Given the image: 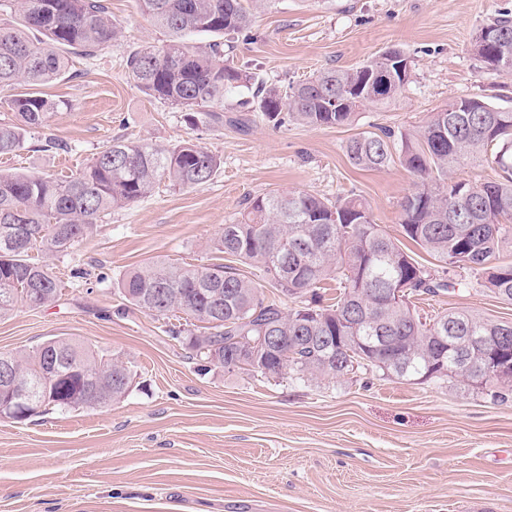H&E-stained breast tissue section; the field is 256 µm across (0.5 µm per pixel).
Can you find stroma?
Here are the masks:
<instances>
[{
    "instance_id": "obj_1",
    "label": "stroma",
    "mask_w": 512,
    "mask_h": 512,
    "mask_svg": "<svg viewBox=\"0 0 512 512\" xmlns=\"http://www.w3.org/2000/svg\"><path fill=\"white\" fill-rule=\"evenodd\" d=\"M109 3L120 40L92 59L71 56L64 78L41 88L66 103L42 134L69 152L0 156V172L68 175L116 137L190 139L224 163L193 189L160 183L69 253L35 252L61 280L60 294L0 318V352L73 339L126 362L133 380L124 399L104 407L0 418V512H512V391L494 399L371 373L303 383L207 370L163 321L126 306L112 287L125 270L156 260L211 263V241L248 199L300 189L359 196L384 232L447 279L449 292L419 303L422 317L466 308L512 321V304L473 291L468 270L445 272L403 241L400 204L415 176L397 163L360 169L345 150L364 132L414 129L460 97L512 109V75L470 50L512 0H274L234 39L235 64L256 81H302L395 47L411 61L406 92L345 126L276 129L257 113L249 126L238 123L249 94L242 87L224 98L223 127L196 130L126 70L128 54L164 32L135 0Z\"/></svg>"
}]
</instances>
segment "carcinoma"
<instances>
[{"instance_id": "1", "label": "carcinoma", "mask_w": 512, "mask_h": 512, "mask_svg": "<svg viewBox=\"0 0 512 512\" xmlns=\"http://www.w3.org/2000/svg\"><path fill=\"white\" fill-rule=\"evenodd\" d=\"M271 0H137L141 13L166 30L160 45L146 44L126 60L129 76L148 96L182 113L191 128L224 126V96L248 82L225 58L224 37L247 30L254 12ZM0 89L43 86L62 78L70 50L96 56L121 37L107 0H0ZM205 33L207 47L193 42ZM471 51L512 75V14L505 11L473 37ZM364 67L328 68L286 86L262 84L240 106L283 126H343L366 108L393 105L405 90H367L396 69L384 52ZM14 119L0 121V155L68 150L31 136L48 126L64 104L38 92L5 100ZM351 163L380 169L399 163L418 177L400 204L399 224L412 242L446 269L465 268L477 290L512 303V262L499 261L512 240V110L473 98H459L430 113L412 132L384 129L362 133L346 144ZM495 165L499 178L486 183L457 180L463 166ZM221 157L190 141L158 145L115 139L76 174L56 178L0 173V317L19 307L53 303L61 285L52 270L32 260L42 248L67 253L98 221L151 193L167 181L190 189L210 181ZM211 250L220 262L208 265L154 262L126 270L116 289L124 300L165 321L166 333L210 367L224 357L245 370L312 381L344 379L361 371L406 380L448 381L481 389L493 398L509 390L485 368L483 352L466 344L473 336H494L512 322L469 310H450L425 323L413 300L448 291L380 229L366 202L356 196L336 201L304 190H276L249 202L238 219L224 225ZM238 261L259 270L283 296L299 302L285 310L254 281L237 272ZM340 280L336 302L323 304L326 280ZM408 288L404 300L391 289ZM184 315V322L171 318ZM262 336H286L277 348ZM29 381L44 411L93 408L126 396L132 373L125 362L65 338H51L20 354H2Z\"/></svg>"}]
</instances>
